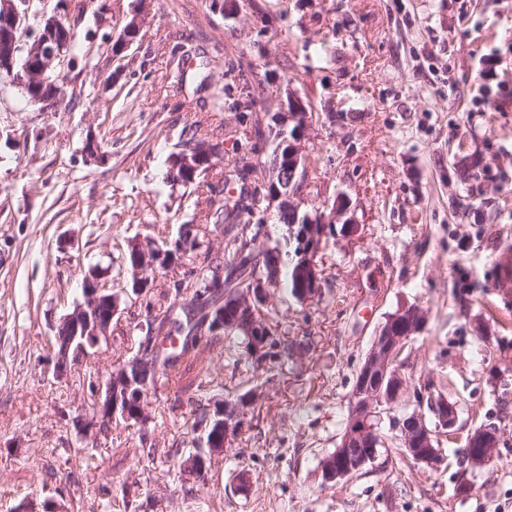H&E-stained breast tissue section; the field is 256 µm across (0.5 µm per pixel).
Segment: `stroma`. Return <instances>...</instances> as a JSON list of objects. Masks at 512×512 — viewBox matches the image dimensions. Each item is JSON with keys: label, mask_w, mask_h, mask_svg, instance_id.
I'll use <instances>...</instances> for the list:
<instances>
[{"label": "stroma", "mask_w": 512, "mask_h": 512, "mask_svg": "<svg viewBox=\"0 0 512 512\" xmlns=\"http://www.w3.org/2000/svg\"><path fill=\"white\" fill-rule=\"evenodd\" d=\"M237 2L227 20L211 0H153L118 57L111 46L135 0L31 4L70 27L86 55L65 66L56 112L0 80V512L29 498L69 512H512V294L495 286L512 255V0ZM323 40L328 59L304 70L306 44ZM182 50L179 80L168 61ZM242 78L269 96L291 83L312 102L305 195L318 207L345 194L361 235L324 250L330 289L319 300L298 302L284 286L266 305L277 336L304 344L303 355L267 373L246 359L230 367L216 347L187 356L145 394L155 458L139 451V425L121 420L89 450L73 419L92 406L90 381L131 358L146 304H166L183 271L156 273L147 297L123 301L109 344L60 379L56 329L89 267L120 290L132 243L192 223L223 252L200 189L164 176L195 123L223 139V162L243 156L227 136L242 125L230 106ZM220 89L229 106L209 111ZM91 141L102 158L88 155ZM407 304L427 321L404 352L400 406L421 386L456 403L446 462L401 458L389 430L362 472L324 482L320 462L340 442L361 362ZM194 378L221 382L224 401L250 389L258 398L186 494L166 454L193 446L181 388ZM489 423L498 453L471 467L466 435Z\"/></svg>", "instance_id": "35a3bbf8"}]
</instances>
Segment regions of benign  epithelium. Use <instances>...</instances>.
Instances as JSON below:
<instances>
[{"instance_id":"1","label":"benign epithelium","mask_w":512,"mask_h":512,"mask_svg":"<svg viewBox=\"0 0 512 512\" xmlns=\"http://www.w3.org/2000/svg\"><path fill=\"white\" fill-rule=\"evenodd\" d=\"M30 2L32 0H0V71H14L15 42L10 36L18 30L28 31ZM151 0H137L132 19L125 25L121 35L112 46L113 55H118L135 42V34L140 32L142 18L148 13ZM42 25L32 43L29 44L30 58L37 59L34 70L25 71V76H16L21 84L33 79L51 89L49 96L40 100L42 112L57 110L60 99V81L63 78L61 66L68 56L64 53V34L68 32L63 22L56 17H41ZM279 111H263L262 124L264 134L269 131H290L286 157L275 155L265 161H258L262 169L261 182L268 194L264 197L265 210L277 214H288L291 234H299V260L296 275L305 284L300 297L303 301H312L318 296V283L323 272L318 257L323 251L325 239L329 237L332 224H341L339 235L351 241L359 236L360 225L348 216L349 199L337 195L333 201H324L321 207L310 213L306 210L307 201L298 190L304 180L306 167L307 132L312 126L313 114L306 106L300 94L286 85L284 92L275 96ZM224 142L206 140L191 153L179 156V166L186 173H195L201 167L213 163L223 155ZM172 262L174 253L162 250L154 253L143 244L136 245L133 258L134 266L128 269L130 279L122 293H114L102 284L96 269L85 273L83 280V301L76 302L73 310L62 323L68 325L69 333L65 337V355L55 356V374L65 376L71 364L81 357L95 353L111 337L112 319L118 313L122 302L121 295L135 294L145 296L146 276L144 272L153 269L161 261ZM276 279H254L249 288L233 303L229 309L234 312L232 326L251 336L250 359L258 361L265 350L269 331L250 320L249 313L255 307L266 304L274 288ZM426 314L416 305L398 309L387 316L379 327L371 347L360 367L359 383L351 394L349 427L333 456L321 463L322 475L327 482L349 479L366 464L377 457L378 441L375 436V421L381 418L387 404L398 402L406 388L407 380L401 373L396 353L399 347L413 336L421 333L425 327ZM163 337L157 335V329L145 335L136 353L139 365L151 367L156 358ZM148 386L140 373L130 374L129 365L123 363L112 370L104 385L95 388L94 411L79 415L76 419L81 433L89 438H97L102 429L112 426V422L128 417L130 405L140 399ZM255 394L248 395L244 402H223L214 407L215 432L210 441L200 438L198 452L184 459L183 467L187 474L200 480L209 469L211 457L223 452L238 437L244 419V409L253 403ZM432 411L441 421L443 428L451 430L457 424V411L447 399L433 401ZM402 433L408 453L415 462L431 467L438 466L443 458L435 448L434 432L429 429L425 419L424 407L414 409L405 424H397ZM499 447L498 433L492 427H480L471 432L467 439V456L474 467H483L491 463Z\"/></svg>"}]
</instances>
